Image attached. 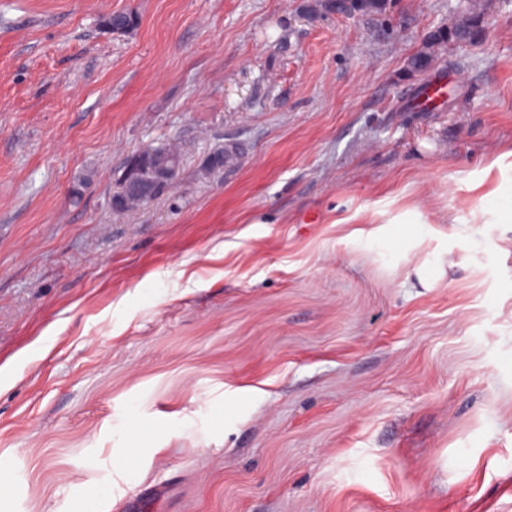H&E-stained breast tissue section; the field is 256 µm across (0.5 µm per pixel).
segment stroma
<instances>
[{"label":"stroma","instance_id":"1","mask_svg":"<svg viewBox=\"0 0 512 512\" xmlns=\"http://www.w3.org/2000/svg\"><path fill=\"white\" fill-rule=\"evenodd\" d=\"M319 2L0 0V512H512V0ZM177 167L160 163L146 148L132 154L114 187L112 210L133 212L168 193L176 182ZM158 190V195L153 192Z\"/></svg>","mask_w":512,"mask_h":512}]
</instances>
